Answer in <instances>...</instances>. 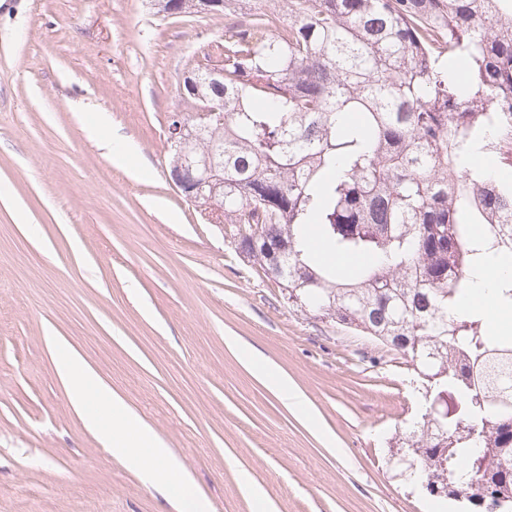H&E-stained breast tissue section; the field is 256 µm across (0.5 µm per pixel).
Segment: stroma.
I'll use <instances>...</instances> for the list:
<instances>
[{"label":"stroma","instance_id":"35a3bbf8","mask_svg":"<svg viewBox=\"0 0 512 512\" xmlns=\"http://www.w3.org/2000/svg\"><path fill=\"white\" fill-rule=\"evenodd\" d=\"M227 15L149 0H0V512H178L105 451L57 365L75 352L170 448L210 512H427L403 477L429 407L409 358L289 305L171 186L168 119ZM132 143L114 160L98 113ZM255 350L308 400L287 408Z\"/></svg>","mask_w":512,"mask_h":512}]
</instances>
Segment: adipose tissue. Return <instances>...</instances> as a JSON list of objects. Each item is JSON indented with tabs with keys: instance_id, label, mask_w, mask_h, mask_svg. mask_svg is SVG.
I'll list each match as a JSON object with an SVG mask.
<instances>
[{
	"instance_id": "adipose-tissue-1",
	"label": "adipose tissue",
	"mask_w": 512,
	"mask_h": 512,
	"mask_svg": "<svg viewBox=\"0 0 512 512\" xmlns=\"http://www.w3.org/2000/svg\"><path fill=\"white\" fill-rule=\"evenodd\" d=\"M248 359L262 371L287 407L306 412L304 394L285 375L257 352H249ZM59 376L86 428L97 436L114 458L163 493L178 495L179 512H209L207 501L192 494V478L187 469L163 448L151 427L112 392L82 357L70 354L62 359Z\"/></svg>"
}]
</instances>
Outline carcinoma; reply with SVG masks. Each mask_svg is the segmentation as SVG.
I'll return each instance as SVG.
<instances>
[{
  "mask_svg": "<svg viewBox=\"0 0 512 512\" xmlns=\"http://www.w3.org/2000/svg\"><path fill=\"white\" fill-rule=\"evenodd\" d=\"M190 64L186 156L224 170L197 201L288 303L410 358L447 410L406 435L448 498L512 512V336L470 312L469 273L512 255V184L475 155L512 142V0H282ZM224 60L219 84L204 73ZM224 99L202 119L198 95ZM468 210L473 224L459 222ZM285 248L279 270L265 249ZM512 308V273L493 291Z\"/></svg>",
  "mask_w": 512,
  "mask_h": 512,
  "instance_id": "carcinoma-1",
  "label": "carcinoma"
}]
</instances>
